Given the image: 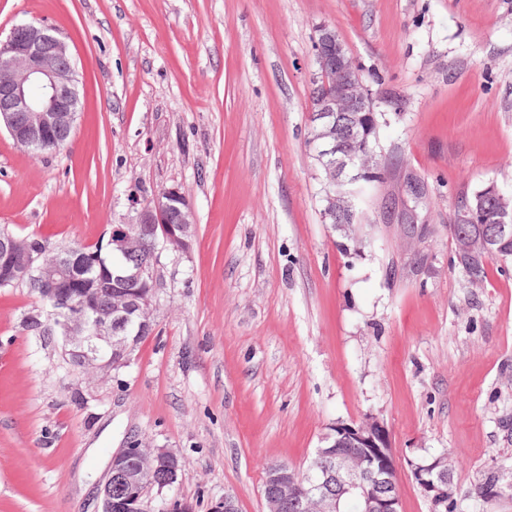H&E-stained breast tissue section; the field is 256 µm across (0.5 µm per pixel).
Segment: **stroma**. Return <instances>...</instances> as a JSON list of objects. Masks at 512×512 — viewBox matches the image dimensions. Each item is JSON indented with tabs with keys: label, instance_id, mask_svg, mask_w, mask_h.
<instances>
[{
	"label": "stroma",
	"instance_id": "1",
	"mask_svg": "<svg viewBox=\"0 0 512 512\" xmlns=\"http://www.w3.org/2000/svg\"><path fill=\"white\" fill-rule=\"evenodd\" d=\"M55 26L82 83L68 142L38 155L0 131V228L107 243L162 190L196 221L163 258L157 327L131 364L86 378L50 311L0 288V512H101L113 453L175 452L151 512L232 494L266 512L265 468L305 470L339 423L377 417L402 512H431L411 463L448 454L465 492L512 483V261L473 285L450 218L488 184L512 194V0H0V39ZM330 25L370 86L397 178L361 202L370 244L327 224L308 147L314 40ZM427 227L410 252L403 214Z\"/></svg>",
	"mask_w": 512,
	"mask_h": 512
}]
</instances>
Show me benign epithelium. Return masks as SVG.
I'll return each mask as SVG.
<instances>
[{
  "label": "benign epithelium",
  "mask_w": 512,
  "mask_h": 512,
  "mask_svg": "<svg viewBox=\"0 0 512 512\" xmlns=\"http://www.w3.org/2000/svg\"><path fill=\"white\" fill-rule=\"evenodd\" d=\"M316 70L312 86L316 92L309 100V112L315 136L311 144L325 172L330 206L352 205V187L362 181L382 182L380 153L357 145V127L365 117H373L374 99L360 70L348 54L336 31L323 24L316 30ZM0 128H5L14 143L28 150L48 146L57 132L73 129L78 107L76 68L66 42L59 31L43 24L26 23L12 28L6 40H0ZM26 113V122L16 121V114ZM500 198L497 186L488 184L475 201L457 211L455 223L468 224V235L456 253L459 264L472 268L481 265L498 251L496 242L483 236L480 225L488 219L498 224L512 222V210L504 202L493 215H487L486 198ZM143 230L158 236L161 251L186 253L196 233L193 212L177 187L167 188L146 203L133 224L113 226L107 246L112 256L119 257ZM81 250L67 247L60 250L57 262L50 266L42 250L31 255L23 265L13 260V239L0 235V281L20 286L36 277L47 287L43 299L56 309H65V316L52 323V330L62 337L64 352L76 360L93 362L86 372L89 377L104 376L114 369L131 364L134 344L123 332L135 326L134 335L148 329L147 315L158 306L163 286L162 263L128 269L115 278L121 288H133L134 297L126 306H119L105 321L90 320L87 312L94 304V295L83 290L64 300L54 288L56 277H73L81 269ZM351 445L350 451L337 448L340 441ZM133 456L162 470L168 483H174L181 471L180 458L172 451L144 446L134 439L112 455L110 470L124 472L129 495L122 504L112 501V477H107L102 495V512H146L145 499L150 485L127 467ZM413 478L432 512H448V501L457 488L450 478L448 455L443 454L425 463L411 465ZM311 481L297 482L286 465H270L265 482L275 485L276 495L265 498L267 512H281V502L293 497L302 512H341L344 501L358 506V512H401L397 484V468L391 440L386 427L375 417L355 424H337L322 438L309 466Z\"/></svg>",
  "instance_id": "1"
}]
</instances>
